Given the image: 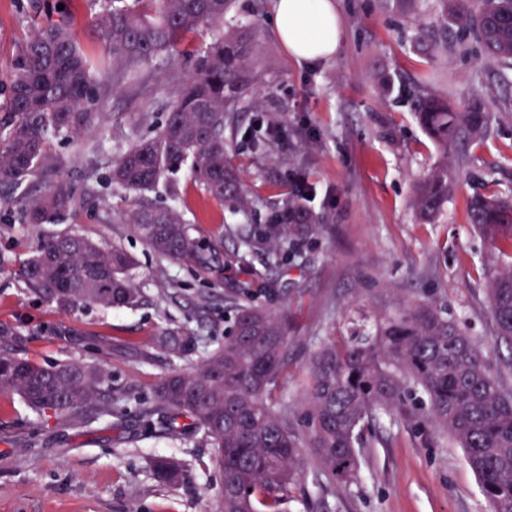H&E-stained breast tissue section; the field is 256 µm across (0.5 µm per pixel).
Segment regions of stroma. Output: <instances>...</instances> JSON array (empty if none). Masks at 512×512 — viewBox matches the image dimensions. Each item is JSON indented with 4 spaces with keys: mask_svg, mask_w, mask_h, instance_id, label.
Returning <instances> with one entry per match:
<instances>
[{
    "mask_svg": "<svg viewBox=\"0 0 512 512\" xmlns=\"http://www.w3.org/2000/svg\"><path fill=\"white\" fill-rule=\"evenodd\" d=\"M270 4L236 0L228 20L258 33L248 66L261 77V106L240 113L227 154L244 173L251 216L231 214L186 169L175 175V191L161 186L150 195L156 205L181 210L197 236L223 238L218 267L203 271L154 253L119 223L129 200L108 181L113 157L164 124L175 89L197 49L218 37L215 29L186 34L180 60L158 57L141 85L103 93L99 127L53 139L59 176L78 187L92 183L94 205L54 224L22 223L26 198L45 187L32 177L11 206L0 207V256L7 261L0 270V324L13 328L14 349L42 366L107 363L119 400L117 415L78 433L65 419L41 418L19 398H0V512H220L212 448L190 431L163 435L139 408L152 401L163 377L199 367L223 344L231 314L226 296L242 281L252 282L258 303L288 311L291 357L278 394L297 414L310 359L322 343L342 341L355 324L374 331L420 304L459 323L492 366L512 359V343L495 339L488 302L489 280L512 265V254L493 249L468 214L479 195L512 201V60L459 52L437 0H425L418 26L389 0H336L342 26L336 55L298 61L275 32ZM103 6L104 0H0V103L21 46L46 18H65L87 56L97 58L93 21ZM441 41L447 50L433 52ZM432 72L437 81L425 82ZM429 94L453 103L479 97L490 114L482 142L462 154L449 150L458 179L432 223L411 205L414 183L439 161L414 116V99ZM258 119L280 131L262 158L246 142ZM300 174L306 204L322 222L318 239L298 245L287 264L265 242L243 246L242 232L280 210ZM70 231L132 257L138 306L70 312L27 288L17 271L41 237ZM166 331L196 337L194 351L176 357L157 350ZM359 451V480L343 488L302 449L284 512H490L463 448L430 422L395 409L380 413L364 428ZM159 456L180 463L179 483L157 481L152 462Z\"/></svg>",
    "mask_w": 512,
    "mask_h": 512,
    "instance_id": "obj_1",
    "label": "stroma"
}]
</instances>
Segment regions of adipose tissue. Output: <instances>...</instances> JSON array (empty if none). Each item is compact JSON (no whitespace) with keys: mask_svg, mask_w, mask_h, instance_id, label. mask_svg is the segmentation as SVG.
I'll list each match as a JSON object with an SVG mask.
<instances>
[{"mask_svg":"<svg viewBox=\"0 0 512 512\" xmlns=\"http://www.w3.org/2000/svg\"><path fill=\"white\" fill-rule=\"evenodd\" d=\"M278 37L297 60L332 57L341 39L333 0H272Z\"/></svg>","mask_w":512,"mask_h":512,"instance_id":"obj_1","label":"adipose tissue"}]
</instances>
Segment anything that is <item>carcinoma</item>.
<instances>
[{
	"instance_id": "obj_1",
	"label": "carcinoma",
	"mask_w": 512,
	"mask_h": 512,
	"mask_svg": "<svg viewBox=\"0 0 512 512\" xmlns=\"http://www.w3.org/2000/svg\"><path fill=\"white\" fill-rule=\"evenodd\" d=\"M93 28L102 46L98 65L81 51L63 20L39 27L21 47L7 97L9 122L0 124V187L18 188L27 179L54 174L60 166L51 139L78 135L98 124V87L135 84L159 56L174 57L187 33L222 23L233 0H110ZM401 15L416 20L422 0H392ZM463 39L469 36L486 56L512 60V0H437ZM256 47L249 28L211 42L168 106L166 120L151 138L132 143L112 160L110 183L129 193L132 206L119 218L160 256L207 269L218 261L219 240L200 244L192 225L171 207L144 194L189 167L216 200L235 213L251 208L242 175L227 160L238 131L231 112L260 102L257 76L246 63ZM415 113L441 154L433 173L414 188V206L435 218L448 202L456 173L448 148L480 143L490 121L480 99L457 108L444 96L419 98ZM278 130L257 121L247 146L257 156L270 151ZM93 189L77 190L56 179L23 205L25 224H53L85 206ZM297 179L288 204L273 213L264 237L274 243L316 236L319 219L303 203ZM471 223L494 249L512 247V203L476 197ZM131 258L78 232L43 239L21 275L28 287L65 310L90 306L128 308L138 303L127 271ZM496 339L512 342V266L498 271L489 288ZM236 315L224 345L201 367L173 373L158 383L141 416L163 420L169 435L189 429L216 449L221 477V512H282L297 481L301 449L312 450L330 480H357V439L378 410L418 412L453 436L480 479L492 512H512V388L491 370L482 349L455 322L427 305L377 326L372 336L326 344L311 359L304 398V429L295 426L288 404L274 397L288 365V320L255 303L251 284L233 290ZM12 331L0 325V397H20L41 416L64 417L86 427L113 415L112 383L105 364L79 361L43 367L20 356ZM194 337L165 334L158 347L184 353ZM164 483L181 478L171 458L155 461Z\"/></svg>"
}]
</instances>
